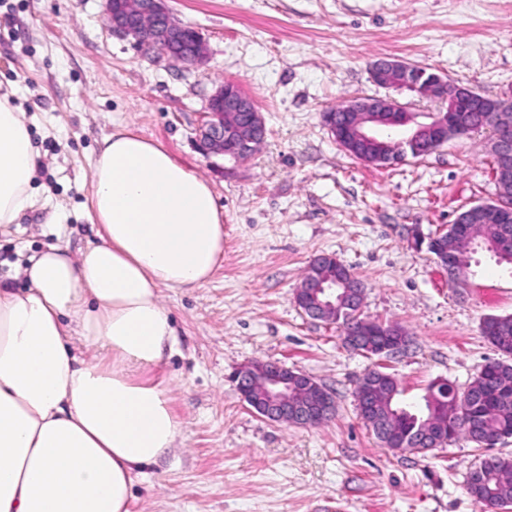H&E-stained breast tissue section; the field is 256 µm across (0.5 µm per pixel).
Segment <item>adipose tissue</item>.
<instances>
[{"instance_id":"1","label":"adipose tissue","mask_w":512,"mask_h":512,"mask_svg":"<svg viewBox=\"0 0 512 512\" xmlns=\"http://www.w3.org/2000/svg\"><path fill=\"white\" fill-rule=\"evenodd\" d=\"M36 154L0 100V229L36 204ZM96 241L53 245L0 283V512H132L134 483L183 422L154 372L176 350L165 288H199L224 252L210 183L121 127L90 198ZM85 354H78V347Z\"/></svg>"}]
</instances>
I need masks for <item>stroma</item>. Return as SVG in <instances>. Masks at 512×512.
Masks as SVG:
<instances>
[{
	"instance_id": "stroma-1",
	"label": "stroma",
	"mask_w": 512,
	"mask_h": 512,
	"mask_svg": "<svg viewBox=\"0 0 512 512\" xmlns=\"http://www.w3.org/2000/svg\"><path fill=\"white\" fill-rule=\"evenodd\" d=\"M205 37L184 66L110 29L106 0H0V96L23 112L38 152L37 204L0 235V279L50 245L93 240L89 199L102 141L126 127L211 184L224 255L200 288H165L178 350L157 370L184 420L179 446L138 479L134 512H480L467 478L480 449L460 439L392 453L359 416L356 389L377 360L348 349L338 325L294 302L310 260L335 256L365 286L364 317L410 343L383 363L403 398L436 380L466 389L500 354L489 316L512 315V269L473 254L452 284L427 248L462 210L496 196L489 135L453 139L391 166L354 159L322 112L389 97L411 112L440 100L371 79L394 57L495 99L512 98V0H168ZM239 84L266 138L251 159L206 156L198 129L217 85ZM275 361L325 387L336 412L316 426L267 420L234 372Z\"/></svg>"
}]
</instances>
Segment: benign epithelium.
Returning <instances> with one entry per match:
<instances>
[{
    "label": "benign epithelium",
    "instance_id": "7a95c632",
    "mask_svg": "<svg viewBox=\"0 0 512 512\" xmlns=\"http://www.w3.org/2000/svg\"><path fill=\"white\" fill-rule=\"evenodd\" d=\"M106 20L110 28L130 36L147 50H155L175 62L194 66L203 61L206 44L194 27L177 22L166 0H125L112 8L106 0ZM402 76L400 84L412 87L422 97H437L434 88L447 90L442 98L448 101V117L421 125L417 116L391 98L373 97L353 100L336 113L322 114L324 125L335 136L342 149L351 145V137L372 140L384 124L404 127L407 142L416 147L432 146L448 141V130L461 125L460 112H477L488 106L487 98L469 87L444 81L440 75L419 85L420 72L407 62L387 59L371 71L372 80L390 86L391 73ZM237 121L224 127V113ZM265 123L253 101L233 83L217 86L208 102V120L199 128V145L205 155L227 157L235 162L251 156L254 147L263 142ZM491 150L495 160L512 157V120L503 117L492 131ZM495 208L490 218L497 224H512V197L494 198ZM294 301L307 315L326 319L336 313V283L331 279H309L296 290ZM237 388L244 401L261 416L278 422L315 426L335 412L331 394L312 378L276 362L251 363L236 374ZM307 391L306 401L299 405L289 396L299 385Z\"/></svg>",
    "mask_w": 512,
    "mask_h": 512
}]
</instances>
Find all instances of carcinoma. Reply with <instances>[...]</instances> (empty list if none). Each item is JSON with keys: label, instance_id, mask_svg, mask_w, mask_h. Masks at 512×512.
Wrapping results in <instances>:
<instances>
[{"label": "carcinoma", "instance_id": "cac0c4a2", "mask_svg": "<svg viewBox=\"0 0 512 512\" xmlns=\"http://www.w3.org/2000/svg\"><path fill=\"white\" fill-rule=\"evenodd\" d=\"M495 116L494 112L462 113L465 137L491 128ZM399 142L400 138L389 131L376 141L355 142L352 153L366 164L384 166L402 158ZM436 245L443 259L452 262L458 280L467 277L471 255L479 250L491 253L500 264L512 266V226L489 224L478 215L471 217L466 235L458 236L447 230L436 236ZM308 276L336 278L340 281L336 285L339 294L344 293L342 283H351V272L342 264L314 261ZM482 333L505 359L484 365L494 371V380L480 397L474 398L472 393L482 387L481 373L462 393L449 382L439 387L430 384L422 397L423 403L415 407L402 401V391L393 375L374 368L363 376L361 387L369 383L370 376L377 377L373 409L366 426L384 447L394 453H425L460 438L478 448H493L512 438V316L486 318ZM427 429L434 433V439L420 447L413 446L412 434ZM467 489L485 512H501L512 506V458L485 456L470 472Z\"/></svg>", "mask_w": 512, "mask_h": 512}]
</instances>
